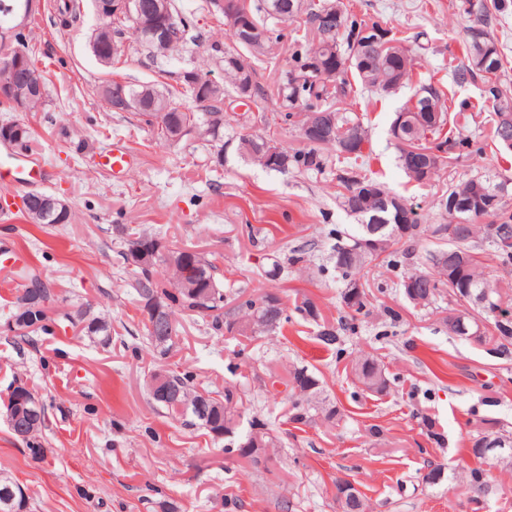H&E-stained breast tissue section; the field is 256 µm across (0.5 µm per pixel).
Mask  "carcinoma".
I'll use <instances>...</instances> for the list:
<instances>
[{
	"instance_id": "1",
	"label": "carcinoma",
	"mask_w": 512,
	"mask_h": 512,
	"mask_svg": "<svg viewBox=\"0 0 512 512\" xmlns=\"http://www.w3.org/2000/svg\"><path fill=\"white\" fill-rule=\"evenodd\" d=\"M229 7L221 0H206L210 14L225 26V34L234 44L232 48L213 40L208 43L215 67L223 72L230 89L211 78L213 70L195 64L193 53L205 39L191 19L175 4L168 5L179 19L171 40L163 46L138 41L153 60L175 59L183 63L176 71L177 83L197 102V110L186 112L169 91L150 84H133L112 80L99 87V94L110 112L116 111L113 94L121 91L135 104V112L142 117L157 140L173 144L177 133L186 127L197 126L207 132L202 140L211 145L209 164L212 168L224 166V105L228 97L270 96L286 121L302 129L309 123L323 120L329 113L324 136L306 141V147L296 151L278 145L261 136H240L239 153L253 164L270 172L286 174L299 170L322 174L328 158L325 151L332 150L343 159L344 169L336 175L340 205L358 218V231L336 241L332 260L341 275L344 288L341 300L349 310L350 320L370 314L368 289L370 280L362 271L371 263L375 254L366 253L359 241L369 235L379 241V253L389 251L402 241L420 242L421 216L407 199L388 190L382 183L360 174L367 155L364 145L368 131L353 103L347 102L356 79L362 87L378 95H390L414 80L415 59L405 46L406 39L378 19L358 15L341 0H228ZM14 0H0V98L11 108L25 104V111L38 112L45 105V95L32 92L29 76L42 80L27 51L23 31L9 34L17 28V17L12 10ZM463 13L472 17L469 26L467 64L454 70V85H462L478 78L484 80V99L491 103V137L498 143L512 139V85L500 81L505 74L503 54L497 40L490 33L492 17L488 7L463 0L459 5ZM83 16L80 0H57L56 25L68 29ZM293 25L291 38L292 65L277 70L274 89L269 91L261 82L264 65L276 58L275 48L284 34L282 27ZM262 29L264 40L252 36L254 27ZM135 30V22L127 16L98 18L90 37L89 47L96 59L110 55L112 43L125 38ZM389 34L388 47L381 51L368 42L374 32ZM22 58L23 66L9 73L2 67L5 60ZM341 59L343 67L336 82L326 85L314 75L316 64L322 65ZM452 89L437 87L417 81L413 94L396 112L392 135L398 143V162L406 175L419 185H427L446 164L454 159L453 151L469 141L443 135L447 125L454 124L445 99ZM15 129L5 135L0 129V142L24 152H35L38 139L34 130L25 122H14ZM509 179L498 182L484 175L449 179L448 188L438 197L442 223L436 225L433 237L435 247L426 250L424 261L430 270L414 269L399 277L398 287L404 298L415 307L426 308L443 295L456 302L470 305L465 323L470 331L481 330L480 344L494 345V350L505 352L512 344V308L505 302L500 280L485 272L478 257L483 243H490L502 263H512V214L503 211L502 198L508 190ZM54 195L31 191L23 196L26 214L34 224H69L71 213L50 205ZM468 219L466 224H453L457 216ZM489 217L487 224H475L473 219ZM118 233L122 249L120 258L130 268L133 299L143 312L146 340L157 356L167 357L175 347L179 331L178 318L197 315L209 318L208 326L217 335L229 334L254 339L281 328L288 321L287 307L275 292L258 298H249L224 308L226 288L218 277L215 252L193 248H169L155 236L144 233L138 224H123ZM461 253L465 261L448 266V255ZM300 258L276 254L270 257L267 274L276 277L285 266L293 265ZM13 274L22 281L13 301L14 309L6 315L8 331L22 341L35 336L49 335L60 326L81 327L85 335L98 340L102 347L112 343V325L91 314L88 308L74 312L55 311V294L50 282L26 264L15 267ZM160 300L167 315L168 332L160 333L151 328L152 318L146 315V303ZM294 311L307 321L318 322L321 313L316 303L308 297L294 304ZM351 372L365 390L384 394L391 381L380 360L364 354L351 362ZM165 389L176 401L169 402L147 388L150 403L166 417L186 427L205 431L215 442L227 441L226 450H235L242 458L259 465L255 452L269 448L276 436L267 423L253 418L249 429L239 428L238 404L240 396L234 387H224L222 392L198 391L194 375L190 372L165 373ZM288 388V420L304 426L321 420L338 423L344 414L323 397L324 389L319 377L305 367H295L284 381ZM31 416L38 421L33 431L21 437L29 455L42 459L46 449L38 441L39 434L50 424L45 402L37 397L27 401ZM493 418L479 420V429L468 449L473 464L466 468L464 483L476 502L489 486V473L479 448L490 428L497 425ZM344 479L334 482L336 501L341 512H365L366 504L342 500ZM27 496L11 477L0 473V512H26Z\"/></svg>"
}]
</instances>
